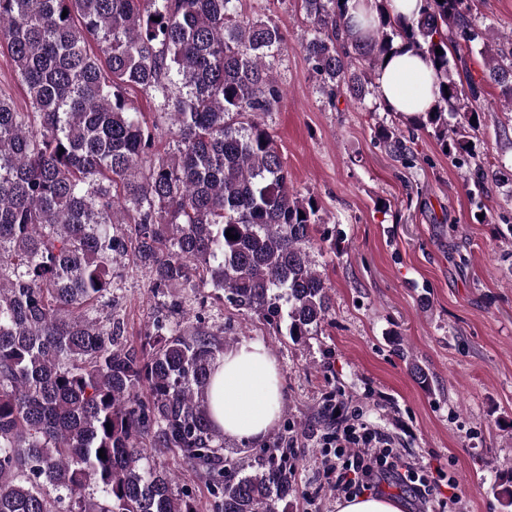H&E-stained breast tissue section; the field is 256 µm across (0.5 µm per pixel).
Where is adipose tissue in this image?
Instances as JSON below:
<instances>
[{"instance_id":"adipose-tissue-1","label":"adipose tissue","mask_w":512,"mask_h":512,"mask_svg":"<svg viewBox=\"0 0 512 512\" xmlns=\"http://www.w3.org/2000/svg\"><path fill=\"white\" fill-rule=\"evenodd\" d=\"M379 98L390 110L425 111L435 100L433 70L413 51L398 52L378 69ZM283 395L273 357L264 345L244 341L226 350L207 390V407L225 437L262 440L274 426Z\"/></svg>"}]
</instances>
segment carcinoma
I'll return each mask as SVG.
<instances>
[{
	"label": "carcinoma",
	"instance_id": "obj_1",
	"mask_svg": "<svg viewBox=\"0 0 512 512\" xmlns=\"http://www.w3.org/2000/svg\"><path fill=\"white\" fill-rule=\"evenodd\" d=\"M242 2L0 0V44L30 103L20 112L0 96V512H198L155 455L201 470L213 512H277L299 492L282 442L222 454L205 396L224 339L159 319L137 348L97 316L131 253L154 289L211 287L250 316L288 319L296 340L329 317L330 286L308 251L322 206L290 189L263 121L285 98L273 75L285 36ZM298 2L300 48L331 110L377 98L395 43L424 56L437 100L404 128L381 120L377 139L411 165L414 128L431 133L468 167L482 208L502 171L484 165L470 131L488 85L512 112V36L479 28L477 0H420L410 18L375 0L364 30L349 0ZM131 90L159 99L153 120ZM162 124L175 128L164 154Z\"/></svg>",
	"mask_w": 512,
	"mask_h": 512
}]
</instances>
